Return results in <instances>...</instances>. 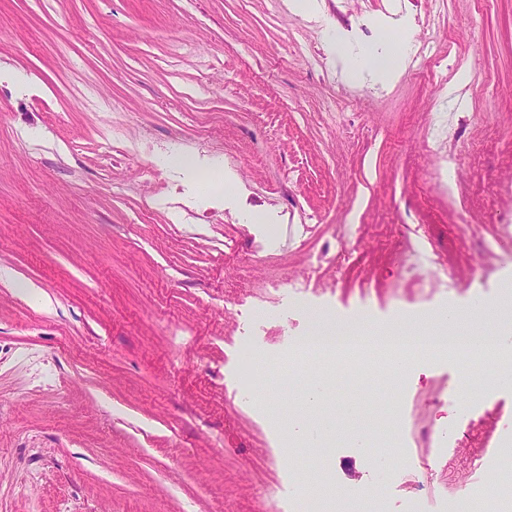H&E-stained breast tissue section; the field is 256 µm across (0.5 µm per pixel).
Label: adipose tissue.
Segmentation results:
<instances>
[{"mask_svg":"<svg viewBox=\"0 0 512 512\" xmlns=\"http://www.w3.org/2000/svg\"><path fill=\"white\" fill-rule=\"evenodd\" d=\"M411 43L409 26L385 29L378 46L355 53L354 42L346 34L336 38V57L347 70H363L374 78L389 80L400 70ZM506 328L496 308L475 303L467 309H448L433 317L401 316L397 324L371 329L362 336L360 327L333 326L317 322L306 339L345 349L351 343L367 339L374 349L387 352L400 349V357L390 359L393 368L410 369L421 357L434 360L483 359L491 354H512L506 342Z\"/></svg>","mask_w":512,"mask_h":512,"instance_id":"obj_1","label":"adipose tissue"}]
</instances>
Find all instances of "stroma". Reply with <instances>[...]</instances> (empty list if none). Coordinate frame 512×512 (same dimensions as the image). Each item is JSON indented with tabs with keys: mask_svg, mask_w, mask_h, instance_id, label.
I'll list each match as a JSON object with an SVG mask.
<instances>
[{
	"mask_svg": "<svg viewBox=\"0 0 512 512\" xmlns=\"http://www.w3.org/2000/svg\"><path fill=\"white\" fill-rule=\"evenodd\" d=\"M406 20L417 62L383 83L326 42ZM509 279L512 0H0V512H310L317 467L448 512L497 477L512 386L408 370L409 481L349 438V375L292 417L302 387L246 395L245 358ZM324 423L325 460L284 454Z\"/></svg>",
	"mask_w": 512,
	"mask_h": 512,
	"instance_id": "35a3bbf8",
	"label": "stroma"
}]
</instances>
